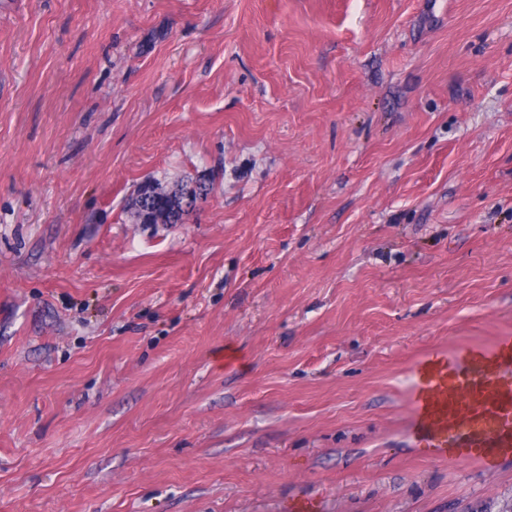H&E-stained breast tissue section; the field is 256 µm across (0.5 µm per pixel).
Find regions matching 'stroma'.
Segmentation results:
<instances>
[{
    "instance_id": "stroma-1",
    "label": "stroma",
    "mask_w": 512,
    "mask_h": 512,
    "mask_svg": "<svg viewBox=\"0 0 512 512\" xmlns=\"http://www.w3.org/2000/svg\"><path fill=\"white\" fill-rule=\"evenodd\" d=\"M504 335L512 0H0V512H512L409 439ZM166 186L157 180L143 181L136 186L128 198L134 224H178L189 215L198 199L208 195L206 186L196 189Z\"/></svg>"
}]
</instances>
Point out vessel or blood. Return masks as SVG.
I'll list each match as a JSON object with an SVG mask.
<instances>
[{"label":"vessel or blood","mask_w":512,"mask_h":512,"mask_svg":"<svg viewBox=\"0 0 512 512\" xmlns=\"http://www.w3.org/2000/svg\"><path fill=\"white\" fill-rule=\"evenodd\" d=\"M414 393L413 441L438 456L493 467L512 453V336L429 359Z\"/></svg>","instance_id":"obj_1"}]
</instances>
